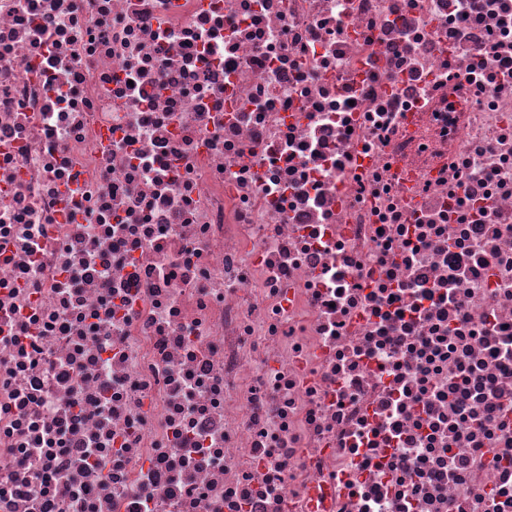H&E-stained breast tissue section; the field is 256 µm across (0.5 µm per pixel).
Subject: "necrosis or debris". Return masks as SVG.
Returning a JSON list of instances; mask_svg holds the SVG:
<instances>
[{"label":"necrosis or debris","mask_w":512,"mask_h":512,"mask_svg":"<svg viewBox=\"0 0 512 512\" xmlns=\"http://www.w3.org/2000/svg\"><path fill=\"white\" fill-rule=\"evenodd\" d=\"M0 512H512V0H0Z\"/></svg>","instance_id":"obj_1"}]
</instances>
